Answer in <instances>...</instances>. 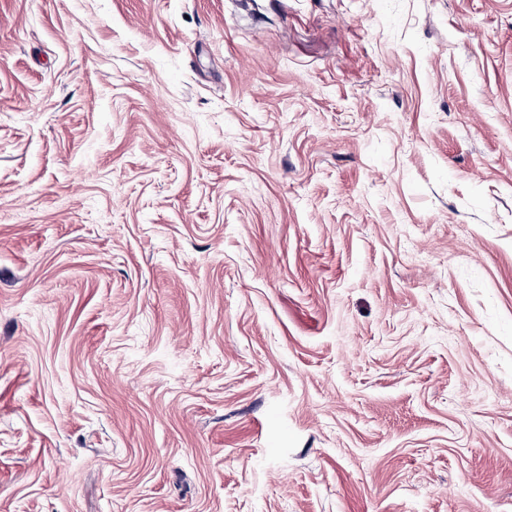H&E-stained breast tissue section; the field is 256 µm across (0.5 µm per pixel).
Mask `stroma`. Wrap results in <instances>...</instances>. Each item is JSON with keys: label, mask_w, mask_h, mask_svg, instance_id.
I'll return each mask as SVG.
<instances>
[{"label": "stroma", "mask_w": 512, "mask_h": 512, "mask_svg": "<svg viewBox=\"0 0 512 512\" xmlns=\"http://www.w3.org/2000/svg\"><path fill=\"white\" fill-rule=\"evenodd\" d=\"M0 512H512V0H0Z\"/></svg>", "instance_id": "stroma-1"}]
</instances>
